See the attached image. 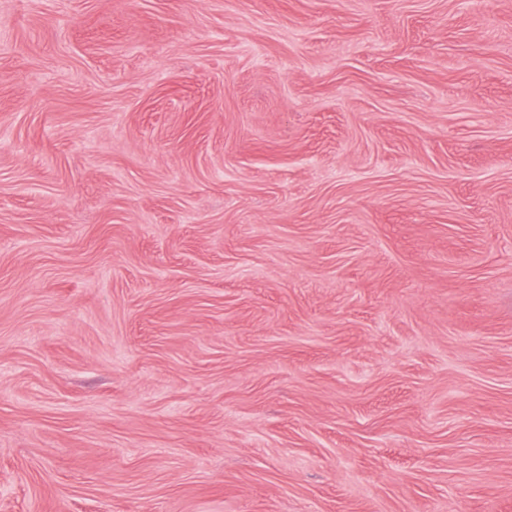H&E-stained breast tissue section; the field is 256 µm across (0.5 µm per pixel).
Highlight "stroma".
<instances>
[{
  "instance_id": "35a3bbf8",
  "label": "stroma",
  "mask_w": 512,
  "mask_h": 512,
  "mask_svg": "<svg viewBox=\"0 0 512 512\" xmlns=\"http://www.w3.org/2000/svg\"><path fill=\"white\" fill-rule=\"evenodd\" d=\"M0 512H512V0H0Z\"/></svg>"
}]
</instances>
